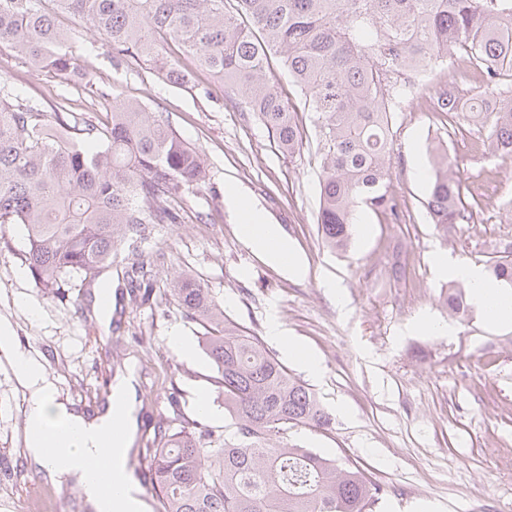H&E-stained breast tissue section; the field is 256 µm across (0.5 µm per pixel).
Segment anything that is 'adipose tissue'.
Returning <instances> with one entry per match:
<instances>
[{
    "label": "adipose tissue",
    "instance_id": "obj_1",
    "mask_svg": "<svg viewBox=\"0 0 512 512\" xmlns=\"http://www.w3.org/2000/svg\"><path fill=\"white\" fill-rule=\"evenodd\" d=\"M235 207L242 225L249 228L244 236L247 244L292 276H303L305 269L279 226L259 218L257 210L243 196H236ZM450 271L469 285L472 303L482 310L488 322L512 323V292L489 282L481 268L471 263H453ZM0 355L15 368L25 390L27 418L41 430L40 439L26 442L30 457L39 467L53 478L77 477L94 512H144L145 505L136 488L125 477L134 430L125 380L114 385L104 413L89 419L58 402L42 362L19 349L14 332L5 321L0 323ZM113 431L120 433L121 440L113 448H105L104 441ZM104 454L108 455L113 472L121 478L120 487L109 495L99 489L90 467L92 460Z\"/></svg>",
    "mask_w": 512,
    "mask_h": 512
}]
</instances>
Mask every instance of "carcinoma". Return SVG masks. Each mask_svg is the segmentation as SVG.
I'll use <instances>...</instances> for the list:
<instances>
[{
  "mask_svg": "<svg viewBox=\"0 0 512 512\" xmlns=\"http://www.w3.org/2000/svg\"><path fill=\"white\" fill-rule=\"evenodd\" d=\"M40 0H0V50L34 68L69 75L79 66L72 35ZM94 28L112 53L160 62L162 44L224 83L228 98L254 113L278 151L290 156L306 133L289 99L266 79L271 60L288 69L316 115L320 157L318 231L333 250L347 247L356 212L393 224L391 114L416 70L462 57L481 91L460 112L441 103L448 125L473 122L494 151L512 156V0H56ZM497 97L490 109L486 97ZM423 206L446 229L473 224L448 154L431 152ZM207 180L195 148L169 119L119 100L99 125L69 112H47L37 99L0 83V227L20 226L25 264L45 288L73 279L91 284L112 263V249L141 238L152 224H177L189 196ZM159 254H134L126 287L150 295ZM512 284V259L488 260ZM170 295L201 325L202 350L236 420L228 439L203 426L160 427L147 465L157 512H369L382 487L357 467L273 438L294 427L328 431L333 418L316 395L240 325L224 316L212 291L191 276ZM448 310L468 315L465 292L448 291Z\"/></svg>",
  "mask_w": 512,
  "mask_h": 512,
  "instance_id": "carcinoma-1",
  "label": "carcinoma"
}]
</instances>
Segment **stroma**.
Here are the masks:
<instances>
[{
	"label": "stroma",
	"instance_id": "obj_1",
	"mask_svg": "<svg viewBox=\"0 0 512 512\" xmlns=\"http://www.w3.org/2000/svg\"><path fill=\"white\" fill-rule=\"evenodd\" d=\"M56 24L75 40L82 74L63 79L5 53L0 80L46 109L104 123L113 99L138 101L168 116L176 134L195 147L208 179L195 190L183 222L156 224L146 238L112 253V322L92 310L91 289L47 290L32 276L17 278L26 240L19 227L0 228V320H8L22 350L42 356L58 398L87 414L103 409L116 376L131 377L137 422L127 471L146 512L156 497L146 481L145 454L157 424L177 431L202 426L233 436L215 370L197 342L203 329L188 321L167 294L169 283L191 276L221 302L225 315L311 388L334 419L332 431L289 430L287 441L339 463L356 464L384 489L371 512H512V325L485 324L477 309L458 321L445 304L454 277L440 274L437 255L486 267L512 251V157L484 149L475 126L449 132L425 94L393 113L390 185L403 211L398 224L368 214L353 227L345 250L326 247L316 223L319 160L315 146L283 156L266 128L229 100L222 81L166 43L164 60L178 61L184 85L159 69L115 58L92 27L42 0ZM447 148L466 195L481 204L477 223L442 230L422 205L427 147ZM250 197L300 257L295 277L259 258L240 237L226 183ZM160 251L152 298L124 289L133 252ZM345 295L337 306L324 283ZM35 303L38 320L26 306ZM277 318L287 336L320 364L311 375L267 333ZM193 344L186 359L168 338ZM204 395L215 416L194 408ZM23 389L13 368L0 363V512H20L35 491L52 488L53 512H87L76 480L55 484L25 453Z\"/></svg>",
	"mask_w": 512,
	"mask_h": 512
}]
</instances>
